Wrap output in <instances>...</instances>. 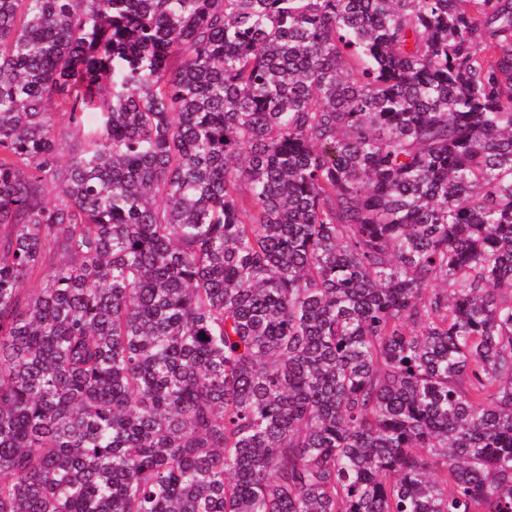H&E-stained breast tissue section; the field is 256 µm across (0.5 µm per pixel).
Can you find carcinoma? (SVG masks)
Segmentation results:
<instances>
[{
	"label": "carcinoma",
	"instance_id": "cac0c4a2",
	"mask_svg": "<svg viewBox=\"0 0 512 512\" xmlns=\"http://www.w3.org/2000/svg\"><path fill=\"white\" fill-rule=\"evenodd\" d=\"M0 512H512V0H0Z\"/></svg>",
	"mask_w": 512,
	"mask_h": 512
}]
</instances>
